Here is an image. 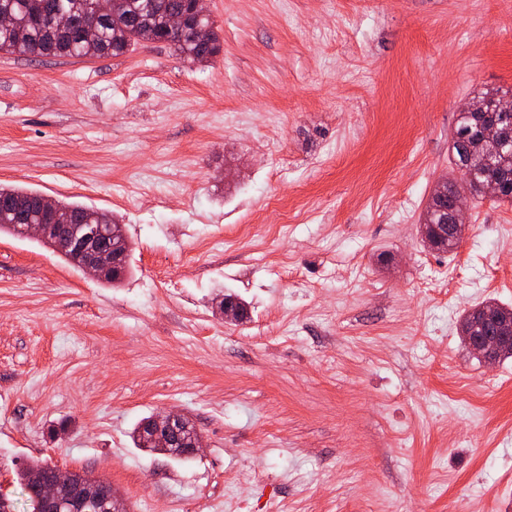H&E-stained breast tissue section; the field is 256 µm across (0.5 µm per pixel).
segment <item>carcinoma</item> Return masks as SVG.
I'll return each instance as SVG.
<instances>
[{"label":"carcinoma","mask_w":512,"mask_h":512,"mask_svg":"<svg viewBox=\"0 0 512 512\" xmlns=\"http://www.w3.org/2000/svg\"><path fill=\"white\" fill-rule=\"evenodd\" d=\"M14 18L10 28H0V52L26 56H58L82 58L117 55L129 46L147 42H166L183 58L194 63H205L221 49L219 37L209 43H198L189 38H174L167 30L168 18L177 14L190 27L209 25L193 9V0H121L117 11L92 19L93 0H0V15ZM54 17H66L70 26L65 31L50 27ZM501 91H486L477 97L472 108L460 113L449 150L451 162L461 171L458 181L447 180L459 191L476 182L494 178L497 188L493 198L512 202V149L502 147L483 137L487 125L509 126V116L495 111ZM451 203L433 191L421 217L427 226L440 221V209ZM0 210L5 212V223L0 231L13 232V224H31L44 221L36 193L16 187L0 186ZM61 216L71 224H101L107 236L103 243L124 251L121 272H112L107 283L116 285L130 272L129 244L122 226L104 212H91L75 202L59 203ZM512 322V306L493 300L482 302L460 317L462 336H494L505 323Z\"/></svg>","instance_id":"obj_1"}]
</instances>
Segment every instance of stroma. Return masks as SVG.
Here are the masks:
<instances>
[{"label":"stroma","instance_id":"stroma-1","mask_svg":"<svg viewBox=\"0 0 512 512\" xmlns=\"http://www.w3.org/2000/svg\"><path fill=\"white\" fill-rule=\"evenodd\" d=\"M209 6L203 64L0 52V184L114 214L132 267L0 235V492L29 512L40 461L130 512H512V359L458 331L512 306V202L471 200L451 254L419 221L462 106L512 92V8ZM169 410L204 439L183 464L131 439ZM508 321L512 324V306L507 307L489 300L461 315L459 331L460 335L464 337L465 344L474 351V354L480 356L489 365H493L498 362L492 354L495 344L486 342L474 349L466 336H487L488 334L495 336Z\"/></svg>","mask_w":512,"mask_h":512}]
</instances>
